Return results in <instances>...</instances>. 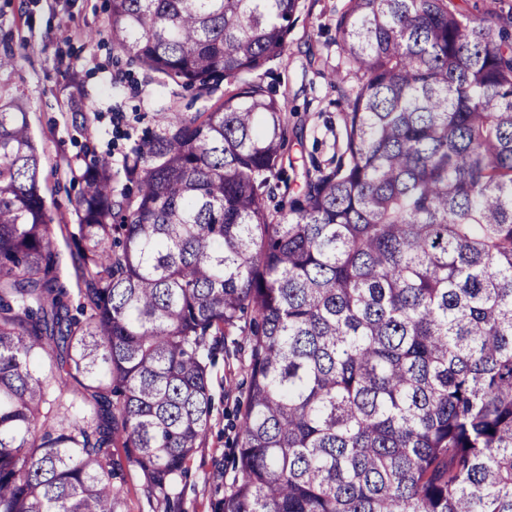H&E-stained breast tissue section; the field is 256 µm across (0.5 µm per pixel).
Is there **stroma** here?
Masks as SVG:
<instances>
[{
	"label": "stroma",
	"mask_w": 512,
	"mask_h": 512,
	"mask_svg": "<svg viewBox=\"0 0 512 512\" xmlns=\"http://www.w3.org/2000/svg\"><path fill=\"white\" fill-rule=\"evenodd\" d=\"M348 0H298L283 58L266 62L248 81L273 87L285 106L288 140L283 166L291 194L305 173L327 166L343 151L342 115L354 80L336 40V19ZM108 0H0V33L9 32L21 61L0 72V91L20 98L42 156V194L59 253V281L73 297L84 288L75 271L73 236L81 189L83 146L92 142L112 163L122 188L123 156L167 117L209 108L216 94L163 84L159 74L133 63L110 39L91 44L89 33L108 24ZM81 85L89 130L69 110L73 85ZM209 365L212 411L207 434L168 495L149 493L138 467L123 466L127 512H222L224 493L237 477L231 464L249 378L245 335L214 336Z\"/></svg>",
	"instance_id": "35a3bbf8"
}]
</instances>
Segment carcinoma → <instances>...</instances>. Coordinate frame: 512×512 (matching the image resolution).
Segmentation results:
<instances>
[{"mask_svg":"<svg viewBox=\"0 0 512 512\" xmlns=\"http://www.w3.org/2000/svg\"><path fill=\"white\" fill-rule=\"evenodd\" d=\"M298 0H110L106 36L224 98L112 162L86 148L84 301L41 154L0 94V512H126L112 447L172 488L206 435L210 336L247 312L223 512H512V17L348 0L343 156L288 185L285 104L244 75ZM18 56L0 35V71Z\"/></svg>","mask_w":512,"mask_h":512,"instance_id":"cac0c4a2","label":"carcinoma"}]
</instances>
